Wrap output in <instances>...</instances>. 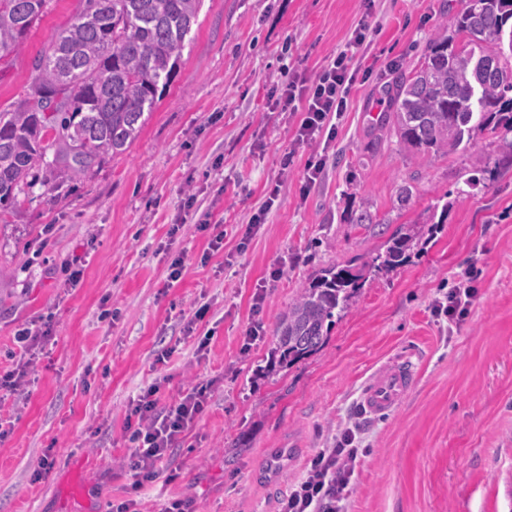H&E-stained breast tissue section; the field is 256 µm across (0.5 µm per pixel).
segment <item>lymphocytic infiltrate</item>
I'll use <instances>...</instances> for the list:
<instances>
[{"mask_svg":"<svg viewBox=\"0 0 512 512\" xmlns=\"http://www.w3.org/2000/svg\"><path fill=\"white\" fill-rule=\"evenodd\" d=\"M367 25H359L343 50L330 57L311 85H304L296 72H285L277 82L279 101L285 112L301 113L297 140L304 143L323 135H335V118L347 107V98L355 79L354 61L366 41ZM471 272L459 276L454 288L435 299L437 316L454 321L462 319L472 306L477 290L471 284ZM52 335L50 324L43 323L18 330L15 340L22 357L17 366L0 375V388L15 394L25 393L32 367L30 352L45 345ZM213 384L200 381L181 396L160 405L159 385H151L130 409L134 418L129 441L133 446L129 466L139 482H150L164 472L171 451L179 445L195 419L204 411ZM359 440L355 429L345 428L336 435L331 447L322 449L311 461L305 475L289 494L283 512H346V489L355 471Z\"/></svg>","mask_w":512,"mask_h":512,"instance_id":"f902f5d3","label":"lymphocytic infiltrate"}]
</instances>
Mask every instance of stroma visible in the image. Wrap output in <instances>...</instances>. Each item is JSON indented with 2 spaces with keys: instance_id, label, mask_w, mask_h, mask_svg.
<instances>
[{
  "instance_id": "obj_1",
  "label": "stroma",
  "mask_w": 512,
  "mask_h": 512,
  "mask_svg": "<svg viewBox=\"0 0 512 512\" xmlns=\"http://www.w3.org/2000/svg\"><path fill=\"white\" fill-rule=\"evenodd\" d=\"M465 2L202 0L179 72L139 139L84 178L34 187L0 210V373L15 365L19 329L53 327L26 400L0 390V419L11 424L0 440V512H112L131 497L140 512L172 497L192 512H281L349 422L361 447L348 512H512V170L478 179V158L498 150L491 134L434 158L405 150L383 121L385 86L417 67L436 26ZM82 7L51 0L0 64V111ZM363 17L366 73L335 139L296 146L298 118L275 107L273 82L287 68L313 81ZM320 154L324 173L304 188L306 161ZM274 183L278 199L252 225ZM443 206L426 246L368 277L317 351L268 372L276 319L312 275L369 257L396 227ZM363 210L372 223H354ZM201 220L223 230V249L210 252ZM178 256L183 275L172 284ZM472 265L480 277L468 315L437 318L434 298ZM203 304L209 313L191 323ZM256 324L262 336L245 344ZM406 352L417 378L404 403L364 415L363 384ZM211 379L207 406L171 456L178 479L132 492L130 404L156 382L167 403Z\"/></svg>"
}]
</instances>
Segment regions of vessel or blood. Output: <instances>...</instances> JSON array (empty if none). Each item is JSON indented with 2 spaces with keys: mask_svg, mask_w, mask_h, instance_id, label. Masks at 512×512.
<instances>
[{
  "mask_svg": "<svg viewBox=\"0 0 512 512\" xmlns=\"http://www.w3.org/2000/svg\"><path fill=\"white\" fill-rule=\"evenodd\" d=\"M415 369L410 361L396 358L380 367L365 383L360 393L363 410L373 417L394 411L410 391Z\"/></svg>",
  "mask_w": 512,
  "mask_h": 512,
  "instance_id": "obj_1",
  "label": "vessel or blood"
}]
</instances>
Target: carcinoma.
<instances>
[{
  "instance_id": "1",
  "label": "carcinoma",
  "mask_w": 512,
  "mask_h": 512,
  "mask_svg": "<svg viewBox=\"0 0 512 512\" xmlns=\"http://www.w3.org/2000/svg\"><path fill=\"white\" fill-rule=\"evenodd\" d=\"M33 64L26 96L0 112V209L40 184L53 191L89 174L139 137L175 79L201 0H83ZM50 0H0V61L16 53ZM512 0H467L429 39L418 68L399 77L386 121L408 151L438 157L474 146L490 131L498 154L483 162L488 179L512 167V61L502 51ZM495 61L481 107L472 106L475 51ZM424 226L408 224L359 265L320 269L275 324L274 355L287 366L315 350L333 318L346 313L370 275L407 262Z\"/></svg>"
}]
</instances>
